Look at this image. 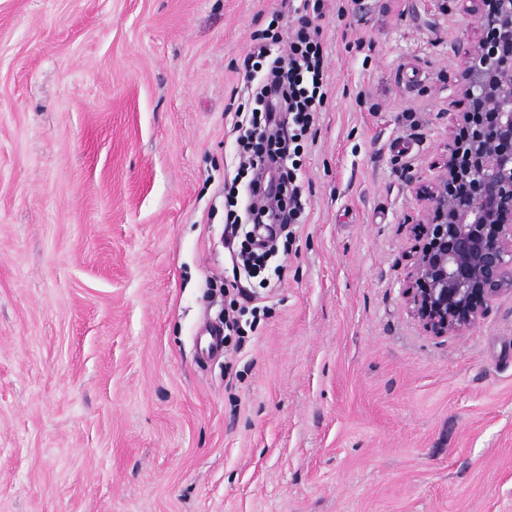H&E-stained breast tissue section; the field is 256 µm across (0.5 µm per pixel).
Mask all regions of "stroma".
Returning a JSON list of instances; mask_svg holds the SVG:
<instances>
[{"mask_svg": "<svg viewBox=\"0 0 512 512\" xmlns=\"http://www.w3.org/2000/svg\"><path fill=\"white\" fill-rule=\"evenodd\" d=\"M300 5L0 0V512H512V298L435 338L403 297L465 0H321L304 222L267 317L200 357L227 106Z\"/></svg>", "mask_w": 512, "mask_h": 512, "instance_id": "obj_1", "label": "stroma"}]
</instances>
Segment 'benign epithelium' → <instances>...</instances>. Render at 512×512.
Wrapping results in <instances>:
<instances>
[{
	"instance_id": "7a95c632",
	"label": "benign epithelium",
	"mask_w": 512,
	"mask_h": 512,
	"mask_svg": "<svg viewBox=\"0 0 512 512\" xmlns=\"http://www.w3.org/2000/svg\"><path fill=\"white\" fill-rule=\"evenodd\" d=\"M497 44L468 41L453 85L464 104L438 174L415 188L421 203L408 223L410 265L404 295L430 335L463 336L504 294L512 295V0H469Z\"/></svg>"
}]
</instances>
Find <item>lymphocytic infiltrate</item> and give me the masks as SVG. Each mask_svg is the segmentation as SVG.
<instances>
[{
	"mask_svg": "<svg viewBox=\"0 0 512 512\" xmlns=\"http://www.w3.org/2000/svg\"><path fill=\"white\" fill-rule=\"evenodd\" d=\"M318 10L317 0H303L287 50L275 51L280 37L266 31L244 60L233 126L239 164L224 186V245L234 269L249 278L276 247L272 239L256 243L257 226L267 222L282 232L303 221V188L286 162L325 98V54L312 19Z\"/></svg>",
	"mask_w": 512,
	"mask_h": 512,
	"instance_id": "obj_1",
	"label": "lymphocytic infiltrate"
}]
</instances>
